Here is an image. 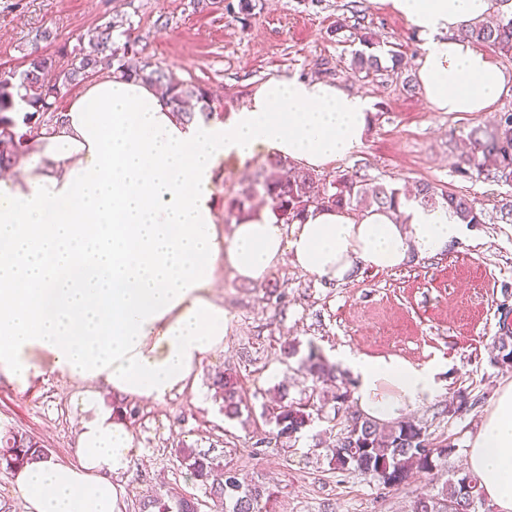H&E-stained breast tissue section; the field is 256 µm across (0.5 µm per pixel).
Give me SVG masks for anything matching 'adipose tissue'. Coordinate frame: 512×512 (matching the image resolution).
I'll list each match as a JSON object with an SVG mask.
<instances>
[{
    "instance_id": "1",
    "label": "adipose tissue",
    "mask_w": 512,
    "mask_h": 512,
    "mask_svg": "<svg viewBox=\"0 0 512 512\" xmlns=\"http://www.w3.org/2000/svg\"><path fill=\"white\" fill-rule=\"evenodd\" d=\"M420 34L417 79L435 112H488L512 72L463 38L495 0H382ZM372 110L365 96L319 80L273 78L231 116L179 120L160 93L120 75L88 82L24 150L18 176L0 179V373L20 388L38 375L34 351L84 382L74 461L14 473L29 512H122L113 476L138 455L120 396L182 392L208 353L223 348L229 314L212 298L218 265L259 283L283 262L344 283L356 265L390 270L465 238L448 210L402 202L356 217L312 210L292 224L269 210L223 232L212 204L222 158L258 149L318 170L352 157ZM359 409L396 420L441 395L435 369L346 355ZM467 470L499 512H512V382L469 442Z\"/></svg>"
}]
</instances>
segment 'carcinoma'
<instances>
[{
	"instance_id": "1",
	"label": "carcinoma",
	"mask_w": 512,
	"mask_h": 512,
	"mask_svg": "<svg viewBox=\"0 0 512 512\" xmlns=\"http://www.w3.org/2000/svg\"><path fill=\"white\" fill-rule=\"evenodd\" d=\"M117 28L113 21L95 28L89 40L91 50L74 56L65 70L56 71L55 60L35 46L26 55L25 69L0 73V167L12 165L23 142L34 136L45 115L53 118L59 112L57 103L63 87L77 84L106 68L161 88L172 111L188 122L196 114L188 109L192 100L199 105L203 118L213 117L206 88L185 83L148 61L130 63V57L138 55L137 40L130 31L119 32ZM464 37L511 54L512 15L500 10L495 22L476 24L464 31ZM358 41L365 49L353 54L354 73L370 75L384 70L380 56L371 52L379 42L366 32L359 35ZM18 99L28 106L19 121L10 116ZM458 165L484 172L499 181L503 180L505 171L512 172V112L500 113L490 126L473 129L470 149L460 156ZM256 194L264 199L277 223L291 224L311 209L395 211L404 191L357 174H343L328 181L275 155L268 158L237 196L224 203V208L237 222L248 218L254 214ZM414 202L426 209L444 207L461 224L482 223L481 214L468 198L434 183H420L414 192ZM494 348L495 363L512 364L511 329L498 333ZM299 371L315 385L323 383L336 388L334 412L346 406L352 382L336 365L312 349L300 360ZM213 386L222 394L224 415L237 417L241 389L238 377L228 372L219 374ZM262 417L274 425L275 437L289 444L297 442L315 420L330 419L322 405L308 399H288L286 385L281 386L273 405L263 408ZM453 450L451 445L431 446L426 429L413 421H382L358 411L347 414L346 427L335 445L326 449V457L332 470H353L387 487L388 475L399 486L415 472L430 474L439 470ZM48 459L49 449L29 436L9 430L0 438V462L8 468ZM180 464L211 498L224 503V512H268L267 505L276 496L273 488L247 480L236 467L191 448L181 449ZM484 505L480 480L469 473H454L444 482L441 492L416 497L411 512H478ZM149 507L154 512H199L196 502L178 496L153 499Z\"/></svg>"
}]
</instances>
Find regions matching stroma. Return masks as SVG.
<instances>
[{
	"label": "stroma",
	"mask_w": 512,
	"mask_h": 512,
	"mask_svg": "<svg viewBox=\"0 0 512 512\" xmlns=\"http://www.w3.org/2000/svg\"><path fill=\"white\" fill-rule=\"evenodd\" d=\"M359 17L381 43L382 72L353 74L359 49L341 20ZM118 21L138 37L141 57L180 80L204 86L217 116H229L271 78L323 80L368 97L374 108L363 146L353 157L323 168L327 179L345 173L398 188L431 182L466 196L482 213L464 240L444 252L405 266L376 271L358 267L349 281L325 282L281 264L261 283H244L231 269L216 271L217 302L231 315L223 350L207 354L191 387L161 401L128 400L137 411L127 424L140 455L116 481L124 488L125 512L178 493L200 502V512H221L219 502L181 467L178 451L192 448L234 464L256 483L275 487L272 512H409L417 495L434 494L449 472L463 469L470 436L490 411L496 391L512 381V368L493 365L492 344L501 305L512 306V222L499 213L512 185L476 171L459 172L458 155L473 128L492 124L512 109V89L489 112H435L417 83L422 41L415 29L380 0H253L240 14L238 0H0V71L22 69L43 30L53 39L46 53L66 67L67 55L89 51L94 29ZM402 57L392 67L387 51ZM268 159L225 158L214 184L217 220ZM296 357L282 354L286 344ZM330 363L342 353L397 358L438 369L445 392L411 414L433 445H453L438 477L416 475L396 488L348 472L330 470L325 450L334 445L346 419L314 421L294 445L276 440L261 416L279 384L289 396L310 394L313 383L299 372L310 349ZM18 390L0 376V430L27 434L49 448L57 462L72 461L77 446L80 383L49 371ZM236 373L242 414L225 418L212 385L216 374ZM476 404L452 417L448 406L461 393Z\"/></svg>",
	"instance_id": "stroma-1"
}]
</instances>
